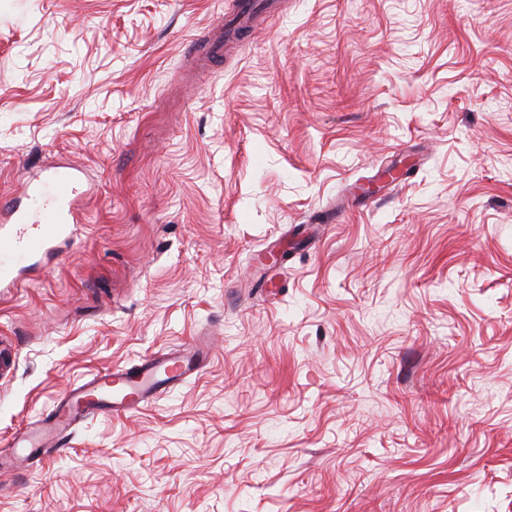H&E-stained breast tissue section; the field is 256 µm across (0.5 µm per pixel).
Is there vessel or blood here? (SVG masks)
<instances>
[{"instance_id": "obj_1", "label": "vessel or blood", "mask_w": 512, "mask_h": 512, "mask_svg": "<svg viewBox=\"0 0 512 512\" xmlns=\"http://www.w3.org/2000/svg\"><path fill=\"white\" fill-rule=\"evenodd\" d=\"M82 184L80 169L59 164L28 185V209H12L10 223L0 225V288L16 287L18 267L73 235L74 204ZM210 354L209 340L196 337L186 352L97 374L72 387L47 418L33 423L13 445L20 448L23 458L42 459L48 449H62L77 421L95 412L120 415L137 410L154 395L197 374Z\"/></svg>"}]
</instances>
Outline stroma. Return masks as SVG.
Wrapping results in <instances>:
<instances>
[{
    "instance_id": "stroma-1",
    "label": "stroma",
    "mask_w": 512,
    "mask_h": 512,
    "mask_svg": "<svg viewBox=\"0 0 512 512\" xmlns=\"http://www.w3.org/2000/svg\"><path fill=\"white\" fill-rule=\"evenodd\" d=\"M237 2L0 0V199L90 186L0 292V452L213 347L0 474V512H512V0H274L192 70ZM211 354L204 337H194L187 352L144 359L131 367H114L72 387L55 404L47 418L33 423L18 436L13 448H21L25 461H41L53 448L58 452L74 423L89 414H128L197 374Z\"/></svg>"
}]
</instances>
